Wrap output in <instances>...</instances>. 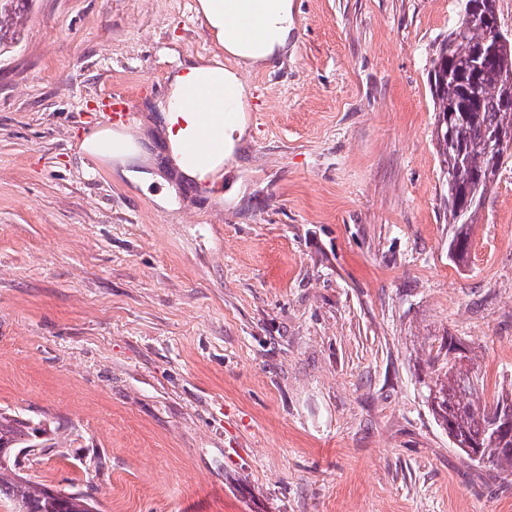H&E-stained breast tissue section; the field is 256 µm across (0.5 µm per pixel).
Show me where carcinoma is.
Returning <instances> with one entry per match:
<instances>
[{
  "instance_id": "obj_1",
  "label": "carcinoma",
  "mask_w": 512,
  "mask_h": 512,
  "mask_svg": "<svg viewBox=\"0 0 512 512\" xmlns=\"http://www.w3.org/2000/svg\"><path fill=\"white\" fill-rule=\"evenodd\" d=\"M32 0H0V52L16 41L17 25ZM487 41L486 30L470 26L465 33L455 28L435 50L430 83L435 105V139L445 175L453 178L456 200L448 204V223L455 225L451 252L464 254L471 224L478 213L472 198L482 199L491 190L497 172L489 171L486 136L494 135L512 145V110L501 104L504 77L512 71V37L504 36L501 54L488 59L476 77L461 66ZM453 112L448 129L443 118ZM453 145H448V141ZM430 382L425 384L427 403L454 447L473 464L512 473V435L493 437L497 424L512 422V392H502L490 403H482V383L472 367V357L460 339L448 337L436 353L429 355ZM37 438L26 420L0 412V502L18 512H87L76 505L68 508L49 486L31 481L16 464V449L36 443L56 446V431L40 429Z\"/></svg>"
}]
</instances>
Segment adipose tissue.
<instances>
[{
	"mask_svg": "<svg viewBox=\"0 0 512 512\" xmlns=\"http://www.w3.org/2000/svg\"><path fill=\"white\" fill-rule=\"evenodd\" d=\"M201 14L219 47L218 53L179 64L169 77L163 105L168 147L184 177L203 181L219 174L245 131L244 103L249 96L242 68L270 65L288 48L296 29L292 0H200ZM216 92L211 107L213 133L223 135L224 150L200 163L183 149L186 137L202 128L195 108L205 92ZM83 152L116 161L122 176L137 179L145 152L128 134L99 130L84 139Z\"/></svg>",
	"mask_w": 512,
	"mask_h": 512,
	"instance_id": "adipose-tissue-1",
	"label": "adipose tissue"
}]
</instances>
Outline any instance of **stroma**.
Listing matches in <instances>:
<instances>
[{
  "mask_svg": "<svg viewBox=\"0 0 512 512\" xmlns=\"http://www.w3.org/2000/svg\"><path fill=\"white\" fill-rule=\"evenodd\" d=\"M194 0H34L0 55V410L99 512H512L421 378L456 336L512 389V155L449 250L429 85L459 0H293L243 71L214 197L173 163L169 71L218 47ZM129 89L144 183L80 151Z\"/></svg>",
  "mask_w": 512,
  "mask_h": 512,
  "instance_id": "1",
  "label": "stroma"
}]
</instances>
